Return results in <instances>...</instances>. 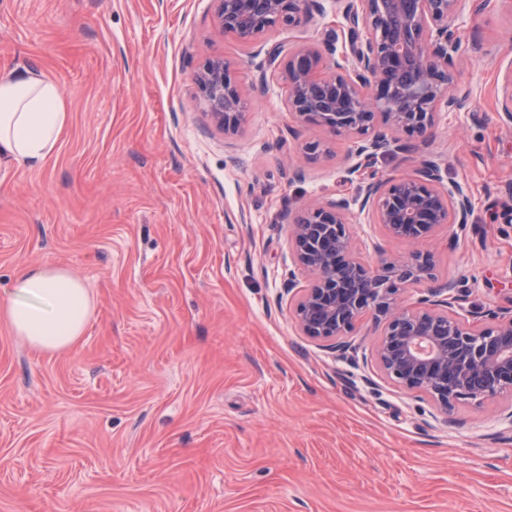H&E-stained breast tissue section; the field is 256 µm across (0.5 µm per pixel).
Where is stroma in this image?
<instances>
[{
  "label": "stroma",
  "instance_id": "1",
  "mask_svg": "<svg viewBox=\"0 0 512 512\" xmlns=\"http://www.w3.org/2000/svg\"><path fill=\"white\" fill-rule=\"evenodd\" d=\"M213 0H0V71L37 69L67 119L39 164L0 156V299L53 266L94 297L83 335L32 350L0 319V512H512V397L447 420L303 336L288 304L287 212L354 196L352 139L288 178L305 142L278 68ZM333 10L273 38L323 44ZM456 79L473 109L441 113L425 152L467 183L470 224L426 237L463 310H512V0L467 24ZM229 63L248 111L230 134L196 73ZM263 91H254L258 76ZM296 134H289V127ZM369 264L403 243L352 219Z\"/></svg>",
  "mask_w": 512,
  "mask_h": 512
}]
</instances>
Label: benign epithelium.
Wrapping results in <instances>:
<instances>
[{
	"label": "benign epithelium",
	"mask_w": 512,
	"mask_h": 512,
	"mask_svg": "<svg viewBox=\"0 0 512 512\" xmlns=\"http://www.w3.org/2000/svg\"><path fill=\"white\" fill-rule=\"evenodd\" d=\"M220 30L251 44L280 27H297L324 14L323 0H215ZM343 23L323 47L301 45L284 53L273 43L268 61L280 68L288 87V111L332 136L356 135L353 163L344 182L360 180L359 212L386 235L404 242L408 255L374 269L358 257L347 198L311 202L289 224L288 292L294 319L308 339L355 361L356 322L370 316L383 323L373 348L379 369L409 392L448 414L462 400L481 403L512 395V311L461 315L457 283L428 289L412 306L398 301L400 290L435 280L431 256L420 241L448 224L466 228L472 216L469 187L443 183L441 164L420 156L415 175L378 177V160L416 147L407 134L428 145L437 109L468 110L471 91L455 84L468 9L487 0H332ZM200 101L215 124L230 132L244 120L247 100L221 60L197 75ZM498 121L512 126V69L503 87ZM308 275L297 287L296 271Z\"/></svg>",
	"instance_id": "7a95c632"
}]
</instances>
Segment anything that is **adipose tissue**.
<instances>
[{"instance_id":"obj_1","label":"adipose tissue","mask_w":512,"mask_h":512,"mask_svg":"<svg viewBox=\"0 0 512 512\" xmlns=\"http://www.w3.org/2000/svg\"><path fill=\"white\" fill-rule=\"evenodd\" d=\"M66 123L60 86L25 69L0 74V153L35 164L55 148ZM86 286L66 270L24 269L0 317L32 349L61 352L74 346L93 313Z\"/></svg>"}]
</instances>
